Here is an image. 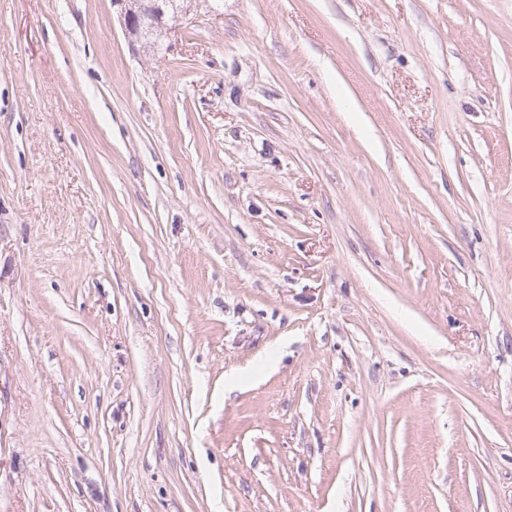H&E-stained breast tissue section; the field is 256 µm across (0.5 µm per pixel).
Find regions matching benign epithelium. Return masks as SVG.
<instances>
[{
    "instance_id": "7a95c632",
    "label": "benign epithelium",
    "mask_w": 512,
    "mask_h": 512,
    "mask_svg": "<svg viewBox=\"0 0 512 512\" xmlns=\"http://www.w3.org/2000/svg\"><path fill=\"white\" fill-rule=\"evenodd\" d=\"M194 0H112L132 46L157 52L167 19L187 14Z\"/></svg>"
}]
</instances>
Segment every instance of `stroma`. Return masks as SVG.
Instances as JSON below:
<instances>
[{"mask_svg":"<svg viewBox=\"0 0 512 512\" xmlns=\"http://www.w3.org/2000/svg\"><path fill=\"white\" fill-rule=\"evenodd\" d=\"M0 0V512H512V0ZM192 2L194 0H113L112 7H116L131 45L155 53L160 50L159 37L167 28L169 16L178 18L186 15L190 11L187 4ZM170 5L173 11L167 16L166 8ZM146 14H154L157 18L149 27L139 24L140 18Z\"/></svg>","mask_w":512,"mask_h":512,"instance_id":"stroma-1","label":"stroma"}]
</instances>
